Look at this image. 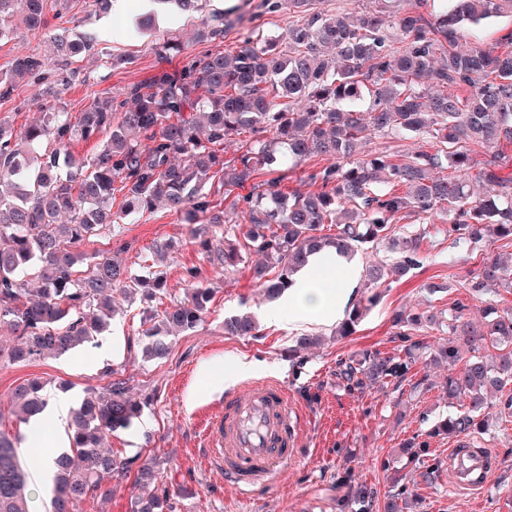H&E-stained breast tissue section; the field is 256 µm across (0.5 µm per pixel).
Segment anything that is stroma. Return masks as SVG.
Masks as SVG:
<instances>
[{
  "label": "stroma",
  "instance_id": "35a3bbf8",
  "mask_svg": "<svg viewBox=\"0 0 512 512\" xmlns=\"http://www.w3.org/2000/svg\"><path fill=\"white\" fill-rule=\"evenodd\" d=\"M259 2L201 0L198 10L183 12L155 4L146 9L142 0H123L104 16L78 13L71 24L73 32L92 35L113 60L80 57L77 65L85 79L63 95L61 106L74 118L94 97H116L158 70H178L186 59L212 48L196 38L202 22L234 7L241 9L245 22L225 36L221 50H236L240 37L256 31L285 36L287 14L257 15ZM60 25L52 17L46 34L1 41L0 73L9 71L17 56L28 53L39 55L45 72H53L59 60L49 34ZM170 39L178 42V50L163 51V43ZM38 91L31 81L17 83L11 97L0 99V119L16 128L37 120ZM123 203L122 193H114L112 213L119 216V224L97 242L84 244L83 250L120 252L137 275L152 269L162 272L165 292L119 299L110 329L60 358L0 365L1 402L17 385L34 377L47 381L50 400L66 399L73 408L86 389L114 379L124 381L132 398L146 397L150 404L132 427L114 432L108 444L122 460L159 461L173 512H336V480L348 471L379 495L408 491L407 512H512V408L505 402L512 396V382L489 394L488 427L467 438L472 447L491 451L495 469L483 487L462 493L453 489L448 474V446L456 438L433 433L438 421L462 411L460 404L449 403L442 389L446 369L419 361L405 381L361 392L348 390L336 377L341 360L367 350L403 356L407 335L435 347L447 343V328L402 327L394 321L398 312H449L463 304L478 319L490 307L512 308V290L477 293L471 288L472 273L483 258L512 260L511 239L493 236L476 244L455 243L448 234V219L440 212L425 224L414 216L397 220L391 226L393 234L418 237L419 263L403 279L378 286L376 304L351 335L340 336L336 326L347 317L348 308L293 321L292 309L266 301L253 283L250 267L258 259L256 253L246 254L232 271H216L192 243L188 225L177 214L160 207L125 218ZM159 242L169 245L161 260L154 254ZM388 256L382 247L362 248L324 276L350 289L356 300L364 292L366 264ZM192 267L213 290L205 319L195 329L173 336L165 358L144 359L140 338L145 320L182 297L186 271ZM243 311L256 317L258 333L225 335V319ZM306 336L317 337L318 345L298 349L300 338ZM245 356L265 362V369L239 375L238 361ZM255 383H276L286 389L301 431L298 457L280 472L277 482L245 493L226 481L223 469L209 463L207 427L210 418L223 411L226 394ZM411 441L427 446L420 461H412L404 451ZM426 466L438 470L429 485L418 477Z\"/></svg>",
  "mask_w": 512,
  "mask_h": 512
}]
</instances>
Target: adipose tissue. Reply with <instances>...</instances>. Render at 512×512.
Here are the masks:
<instances>
[{"mask_svg":"<svg viewBox=\"0 0 512 512\" xmlns=\"http://www.w3.org/2000/svg\"><path fill=\"white\" fill-rule=\"evenodd\" d=\"M335 263L336 259L332 256L315 257L296 286L289 291L288 303L294 306L297 319L307 318L315 311L335 310L348 300L347 291L336 287L335 283L320 279L321 271Z\"/></svg>","mask_w":512,"mask_h":512,"instance_id":"1","label":"adipose tissue"}]
</instances>
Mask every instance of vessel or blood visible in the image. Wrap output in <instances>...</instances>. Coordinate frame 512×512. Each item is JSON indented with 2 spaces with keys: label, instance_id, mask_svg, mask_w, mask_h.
Listing matches in <instances>:
<instances>
[{
  "label": "vessel or blood",
  "instance_id": "b4317fda",
  "mask_svg": "<svg viewBox=\"0 0 512 512\" xmlns=\"http://www.w3.org/2000/svg\"><path fill=\"white\" fill-rule=\"evenodd\" d=\"M211 456L239 489L269 485L277 466L297 456L298 427L280 385L254 384L229 395L214 417Z\"/></svg>",
  "mask_w": 512,
  "mask_h": 512
}]
</instances>
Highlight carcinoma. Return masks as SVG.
Wrapping results in <instances>:
<instances>
[{
	"mask_svg": "<svg viewBox=\"0 0 512 512\" xmlns=\"http://www.w3.org/2000/svg\"><path fill=\"white\" fill-rule=\"evenodd\" d=\"M374 11L348 9L327 14L313 0H261L270 13L286 12L288 47L278 41L245 37L235 51H211L187 59L181 69L161 70L127 87L124 99L97 97L71 120L69 113L45 112L19 131L0 120V363L15 364L60 356L106 331L114 314V294L131 295L148 278L131 274L111 252L78 251L79 245L112 230V195L124 193L128 212L161 204L193 225L194 243L213 266L229 270L243 252L264 256L252 279L268 299L293 285L309 257L329 246L348 254L367 244L387 242L403 259L372 263L367 287L400 279L418 263L419 239L396 237L390 224L400 214L420 218L448 214L456 240L477 243L486 236L512 237V178L499 168L512 161L495 154L470 179L476 149L512 145V49L459 45L460 31L512 13V0H447L438 15L423 12L427 0L404 8L406 0ZM76 0H0V41L15 28H45L47 11L63 19ZM242 16H215L199 33L206 42L224 34ZM60 64L43 91L59 98L79 81L74 67L81 55H103L94 38L62 28L54 35ZM37 55L17 57L0 74V99L16 82L42 75ZM243 133L237 157L224 159V143ZM104 135L99 152L77 163L71 143ZM429 140L400 163L365 149L371 135ZM298 165L314 157L330 161L308 176L312 189L285 192L280 174L254 183L258 171L277 163L276 145ZM452 173H446V170ZM403 191H397V187ZM246 194H241V191ZM230 200L221 214L214 210ZM230 225L234 239L218 234ZM326 224L336 233L321 234ZM185 295L151 317L142 333L148 358L170 349L172 333L197 327L212 289L187 270ZM512 289V263L482 260L471 288ZM376 295L359 301L338 328L350 334ZM475 323L456 308L448 333L470 347L462 355L454 342L439 349L448 367L443 390L469 401L468 411L437 430L469 436L480 423L473 414L487 405V391L512 381V310L490 308ZM235 336L258 332L252 316L226 323ZM500 347L489 363L477 352L486 343ZM423 344L408 345L405 358L363 353L338 363L336 376L350 390L389 379H406ZM11 414L23 424L47 405L46 384L32 378L9 396ZM143 402L128 396L121 381L93 389L72 411L69 453L53 459L54 478L45 512H79L87 498L112 496V477L131 463L112 455L107 437L130 428ZM21 435L0 430V512H31L28 470L19 459ZM158 463L144 460L133 486L149 489L135 498L133 512H164L169 490L159 486ZM346 494L339 512L358 505L372 512L377 491L338 480Z\"/></svg>",
	"mask_w": 512,
	"mask_h": 512,
	"instance_id": "obj_1",
	"label": "carcinoma"
}]
</instances>
